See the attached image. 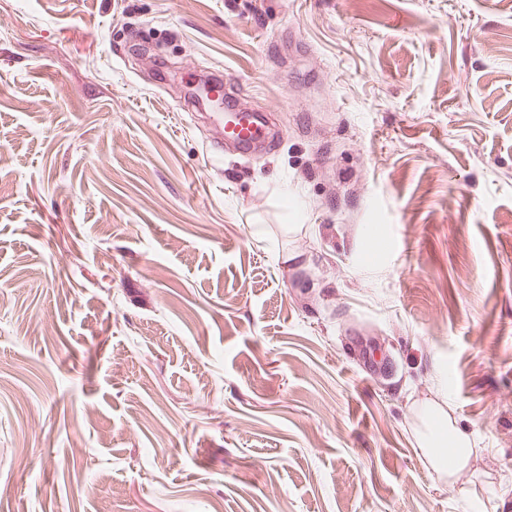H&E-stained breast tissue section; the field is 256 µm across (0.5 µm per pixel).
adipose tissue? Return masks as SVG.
Listing matches in <instances>:
<instances>
[{"mask_svg": "<svg viewBox=\"0 0 512 512\" xmlns=\"http://www.w3.org/2000/svg\"><path fill=\"white\" fill-rule=\"evenodd\" d=\"M416 445L427 467L442 479H455L478 455L476 442L461 429L443 397L421 404L417 412Z\"/></svg>", "mask_w": 512, "mask_h": 512, "instance_id": "obj_1", "label": "adipose tissue"}]
</instances>
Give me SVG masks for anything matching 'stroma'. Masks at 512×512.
Segmentation results:
<instances>
[{
  "instance_id": "35a3bbf8",
  "label": "stroma",
  "mask_w": 512,
  "mask_h": 512,
  "mask_svg": "<svg viewBox=\"0 0 512 512\" xmlns=\"http://www.w3.org/2000/svg\"><path fill=\"white\" fill-rule=\"evenodd\" d=\"M160 55L271 144L217 142ZM441 389L456 488L413 434ZM0 485L512 512V0H0Z\"/></svg>"
}]
</instances>
